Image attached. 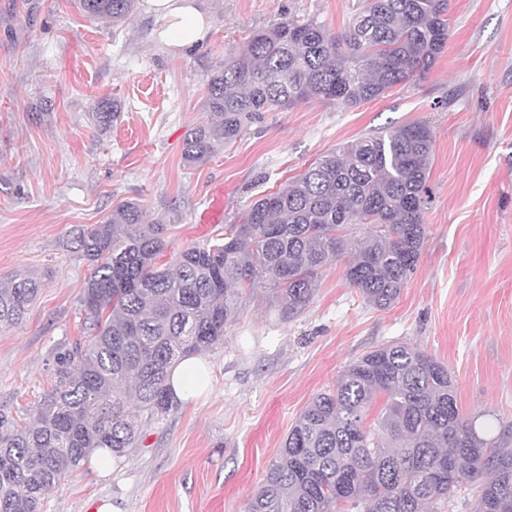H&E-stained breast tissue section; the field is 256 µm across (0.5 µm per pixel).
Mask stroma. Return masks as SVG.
Returning a JSON list of instances; mask_svg holds the SVG:
<instances>
[{
  "instance_id": "stroma-1",
  "label": "stroma",
  "mask_w": 512,
  "mask_h": 512,
  "mask_svg": "<svg viewBox=\"0 0 512 512\" xmlns=\"http://www.w3.org/2000/svg\"><path fill=\"white\" fill-rule=\"evenodd\" d=\"M363 0H195L200 47H169L138 0L119 26L75 0H0V282L41 276L26 319L0 330V417L17 420L54 384L57 354L84 336L91 268L75 228L126 200L168 225L165 264L238 223L320 155L412 121L434 155L426 239L387 310L364 303L345 261L323 270L311 302L282 318L266 284L243 292L223 344L204 350L210 378L189 402L139 416L140 447L109 472L85 463L48 491L41 512H246L309 400L382 345H415L444 363L465 417L495 419L512 439V0H448V43L425 78L352 108L311 100L265 113L206 162L183 158L203 116L205 78L255 32L288 17L340 32ZM118 120L96 126L98 102ZM224 200L223 221L201 212Z\"/></svg>"
}]
</instances>
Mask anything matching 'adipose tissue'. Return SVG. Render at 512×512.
I'll return each mask as SVG.
<instances>
[{"mask_svg":"<svg viewBox=\"0 0 512 512\" xmlns=\"http://www.w3.org/2000/svg\"><path fill=\"white\" fill-rule=\"evenodd\" d=\"M146 3L149 12L165 20L162 37L168 46L182 50L201 40L208 18L196 7L194 0H146ZM207 378L208 368L202 356L185 357L170 372L174 397L183 402L189 401Z\"/></svg>","mask_w":512,"mask_h":512,"instance_id":"adipose-tissue-1","label":"adipose tissue"}]
</instances>
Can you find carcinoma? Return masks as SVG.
<instances>
[{"label": "carcinoma", "mask_w": 512, "mask_h": 512, "mask_svg": "<svg viewBox=\"0 0 512 512\" xmlns=\"http://www.w3.org/2000/svg\"><path fill=\"white\" fill-rule=\"evenodd\" d=\"M136 0H77L114 26ZM448 0H365L347 29L285 19L250 36L207 76L205 119L184 141L199 164L266 112L308 100L348 108L430 71L448 43ZM117 104H98L102 128ZM434 133L426 122L331 150L251 203L224 235L157 265L166 224L142 223L139 202L79 228L91 266L81 299L87 340L59 353L55 385L22 423L0 426V512H40L46 491L98 448L120 459L142 444L128 411L173 405L180 359L224 343L242 290L262 281L288 319L310 303L322 268L350 256V287L390 308L416 270ZM41 282L0 286V330L20 323ZM383 405L375 417L377 399ZM457 405L448 367L416 347L383 345L316 394L291 427L247 512H442L462 476L481 479L475 512H512V448Z\"/></svg>", "instance_id": "cac0c4a2"}]
</instances>
